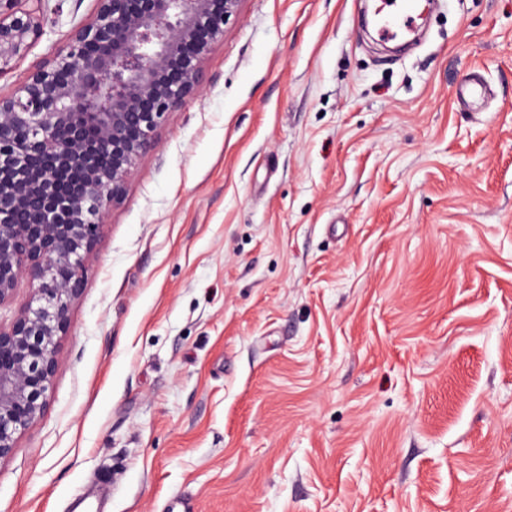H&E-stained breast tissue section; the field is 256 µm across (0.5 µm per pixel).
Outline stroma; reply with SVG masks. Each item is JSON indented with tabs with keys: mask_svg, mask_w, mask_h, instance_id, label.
Returning a JSON list of instances; mask_svg holds the SVG:
<instances>
[{
	"mask_svg": "<svg viewBox=\"0 0 512 512\" xmlns=\"http://www.w3.org/2000/svg\"><path fill=\"white\" fill-rule=\"evenodd\" d=\"M364 7L242 0L87 257L0 512H512V0H434L405 48Z\"/></svg>",
	"mask_w": 512,
	"mask_h": 512,
	"instance_id": "stroma-1",
	"label": "stroma"
}]
</instances>
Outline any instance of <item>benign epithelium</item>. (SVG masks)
I'll return each instance as SVG.
<instances>
[{
	"instance_id": "1",
	"label": "benign epithelium",
	"mask_w": 512,
	"mask_h": 512,
	"mask_svg": "<svg viewBox=\"0 0 512 512\" xmlns=\"http://www.w3.org/2000/svg\"><path fill=\"white\" fill-rule=\"evenodd\" d=\"M0 0V77L43 36L50 0ZM242 0H96L66 44L0 96V462L44 411L86 259L170 115L203 90V66ZM30 295L27 283L20 282L10 303L2 305L0 308V321L3 326L9 324L13 317L28 305Z\"/></svg>"
}]
</instances>
